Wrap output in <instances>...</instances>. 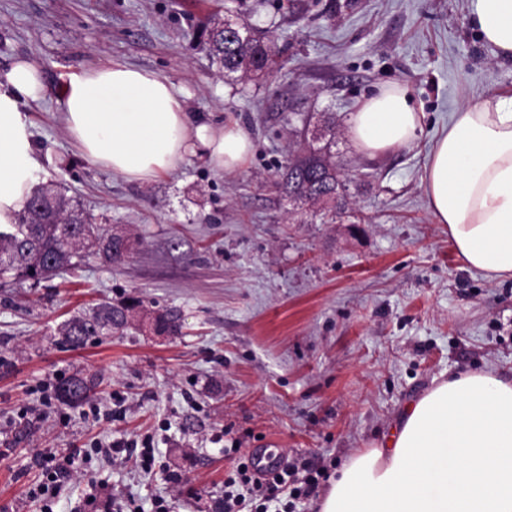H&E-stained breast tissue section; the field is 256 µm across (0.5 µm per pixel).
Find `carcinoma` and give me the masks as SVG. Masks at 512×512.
I'll list each match as a JSON object with an SVG mask.
<instances>
[{
  "label": "carcinoma",
  "instance_id": "1",
  "mask_svg": "<svg viewBox=\"0 0 512 512\" xmlns=\"http://www.w3.org/2000/svg\"><path fill=\"white\" fill-rule=\"evenodd\" d=\"M240 35L230 39L224 30V20L214 18L204 30L205 48L225 75L240 74L249 77L264 73L274 75L273 64L279 54L276 42L266 36H258L247 22H238ZM275 187L289 200L316 206L330 205L336 214L343 213L346 183L336 170V162L330 151L309 145L297 150L283 166ZM63 195L50 186L33 190L23 210L18 213L16 223L0 227V251L13 252L12 258H0L7 264L0 273V281L30 282L36 286L51 277L57 270L76 264L83 251L96 246L106 257L118 261L130 253L131 248L123 238L104 235L100 232L87 234L78 243L62 240L67 225L60 223L63 214L57 203ZM136 303L103 304L89 315L77 316L60 329L64 342L72 348L85 345L90 339L117 331L124 324L125 314H132ZM155 330L176 333L180 329L179 318L173 312L155 316ZM96 386L95 378L72 377L59 382L60 398L70 395V403L86 400Z\"/></svg>",
  "mask_w": 512,
  "mask_h": 512
}]
</instances>
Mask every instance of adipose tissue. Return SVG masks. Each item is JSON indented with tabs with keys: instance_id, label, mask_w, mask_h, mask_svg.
Listing matches in <instances>:
<instances>
[{
	"instance_id": "ef3b65f1",
	"label": "adipose tissue",
	"mask_w": 512,
	"mask_h": 512,
	"mask_svg": "<svg viewBox=\"0 0 512 512\" xmlns=\"http://www.w3.org/2000/svg\"><path fill=\"white\" fill-rule=\"evenodd\" d=\"M468 21L501 56H512V0H471ZM38 69L16 62L0 82V224L15 223L39 167L20 106L42 97ZM184 92L144 69H91L63 102L66 129L91 163L131 181L176 170L204 152L227 173L253 143L238 125L190 126ZM424 115L389 84L349 121L357 150L379 156L414 142ZM423 190L465 266L512 279V94L492 93L452 113L431 149ZM320 512H512V381L460 373L409 403L385 446L359 452L332 480Z\"/></svg>"
}]
</instances>
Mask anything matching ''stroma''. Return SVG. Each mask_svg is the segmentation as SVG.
<instances>
[{"label":"stroma","instance_id":"35a3bbf8","mask_svg":"<svg viewBox=\"0 0 512 512\" xmlns=\"http://www.w3.org/2000/svg\"><path fill=\"white\" fill-rule=\"evenodd\" d=\"M469 0H0V78L20 60L45 92L23 108L40 169L104 231L131 237L120 261L90 249L37 286L0 285V512H218L227 449L335 472L385 444L404 407L461 371L512 380V281L468 270L422 189L452 112L512 91V58L467 21ZM275 38L277 77L227 80L199 42L213 16ZM107 63L185 91L190 125L235 123L253 151L227 174L202 155L130 181L86 161L65 126L73 80ZM424 115L408 146L370 157L349 120L383 85ZM352 175L345 219L297 207L274 186L303 138ZM128 297L144 316L70 348L61 324ZM180 318L176 334L148 324ZM95 376L82 404L59 379ZM149 435L152 471L84 455L91 441ZM42 453L75 455L52 501ZM95 505H88V497Z\"/></svg>","mask_w":512,"mask_h":512}]
</instances>
